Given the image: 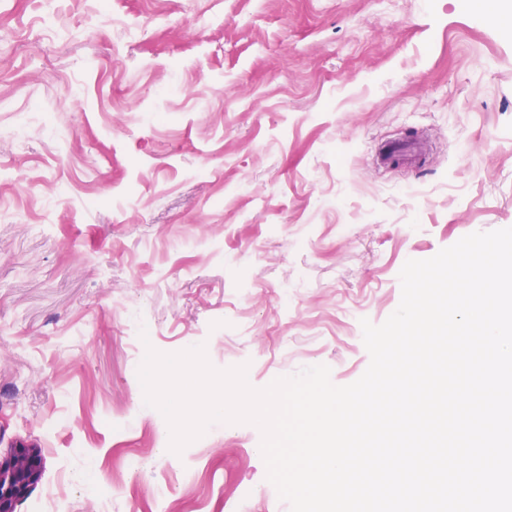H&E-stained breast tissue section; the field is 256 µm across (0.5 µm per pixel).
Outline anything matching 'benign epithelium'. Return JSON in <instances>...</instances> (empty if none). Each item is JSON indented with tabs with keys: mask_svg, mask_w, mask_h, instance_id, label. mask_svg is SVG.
Masks as SVG:
<instances>
[{
	"mask_svg": "<svg viewBox=\"0 0 512 512\" xmlns=\"http://www.w3.org/2000/svg\"><path fill=\"white\" fill-rule=\"evenodd\" d=\"M42 458L24 445L0 456V512H16L17 505L41 479Z\"/></svg>",
	"mask_w": 512,
	"mask_h": 512,
	"instance_id": "obj_1",
	"label": "benign epithelium"
}]
</instances>
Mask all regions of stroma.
I'll list each match as a JSON object with an SVG mask.
<instances>
[{
    "instance_id": "obj_1",
    "label": "stroma",
    "mask_w": 512,
    "mask_h": 512,
    "mask_svg": "<svg viewBox=\"0 0 512 512\" xmlns=\"http://www.w3.org/2000/svg\"><path fill=\"white\" fill-rule=\"evenodd\" d=\"M0 0V453L47 505L290 512L260 430L168 452L147 348L355 382L400 271L512 227V32L466 0ZM412 166L380 167L392 140ZM136 308L148 339L128 327ZM140 474L125 465L128 449ZM420 152L421 148L418 143L406 144L402 141H396L387 146L379 160L384 165H391L404 160L416 161Z\"/></svg>"
}]
</instances>
